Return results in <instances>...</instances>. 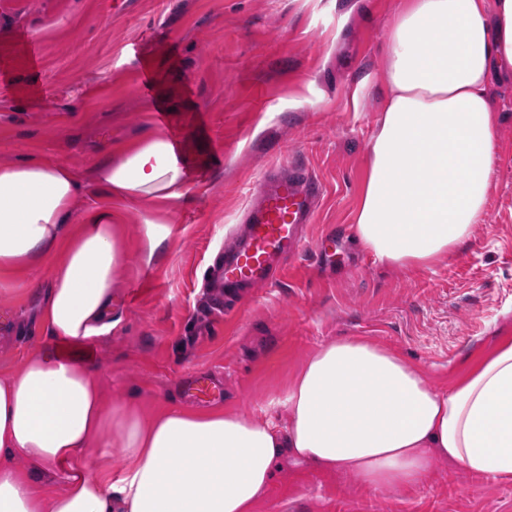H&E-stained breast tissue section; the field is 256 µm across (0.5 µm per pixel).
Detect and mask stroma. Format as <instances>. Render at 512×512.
<instances>
[{"label": "stroma", "instance_id": "obj_1", "mask_svg": "<svg viewBox=\"0 0 512 512\" xmlns=\"http://www.w3.org/2000/svg\"><path fill=\"white\" fill-rule=\"evenodd\" d=\"M400 0H0V161L43 157L71 168L80 209L119 213L129 262L119 276L112 330L82 354L107 396L146 409L221 408L254 420L278 410L290 377L321 345L362 336L422 365L447 385L497 328L512 326V77L494 81L499 120L488 209L468 248L424 268L378 261L351 226L381 118L387 26ZM41 64L32 67L30 46ZM155 79L138 88L139 59ZM167 115L157 124L156 112ZM178 135L193 180L170 212L171 234L146 258L150 212L94 182L96 165L145 131ZM294 157L324 185L314 242L336 252L297 254L273 285L245 289L232 310L211 309L204 288L221 246L242 231L246 197L263 171ZM30 289L0 298V377L45 340L35 316L46 267ZM220 380V399L189 396L191 377ZM256 512H512V482L438 462L415 489L280 463Z\"/></svg>", "mask_w": 512, "mask_h": 512}]
</instances>
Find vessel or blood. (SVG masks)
I'll list each match as a JSON object with an SVG mask.
<instances>
[{"label": "vessel or blood", "mask_w": 512, "mask_h": 512, "mask_svg": "<svg viewBox=\"0 0 512 512\" xmlns=\"http://www.w3.org/2000/svg\"><path fill=\"white\" fill-rule=\"evenodd\" d=\"M323 193L322 182L302 164L284 162L269 170L245 209L241 237L224 249L217 271L224 291L214 296V307L225 308L236 289L277 281L283 262L304 249L305 227L314 223ZM190 389L200 401L222 392L221 384L206 376L191 380Z\"/></svg>", "instance_id": "obj_1"}]
</instances>
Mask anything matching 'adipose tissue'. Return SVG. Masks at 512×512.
Instances as JSON below:
<instances>
[{"mask_svg":"<svg viewBox=\"0 0 512 512\" xmlns=\"http://www.w3.org/2000/svg\"><path fill=\"white\" fill-rule=\"evenodd\" d=\"M388 42V91L352 235L380 262L426 267L465 248L487 210L489 88L512 72V0H402ZM94 181L145 205L188 193L155 129L101 161ZM80 191L50 161H0V275L49 270L38 310L46 340L0 379V512H253L285 455L376 489L416 487L438 459L512 481V336L465 359L445 390L377 343H326L289 381L282 425L220 410L148 415L106 400L92 365L60 348L110 331L129 255L111 210L76 214Z\"/></svg>","mask_w":512,"mask_h":512,"instance_id":"obj_1","label":"adipose tissue"}]
</instances>
